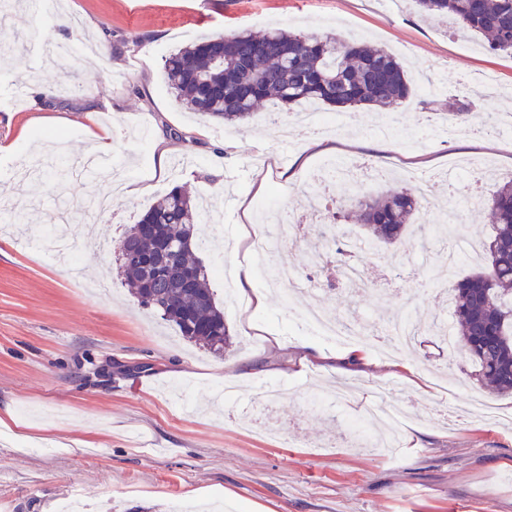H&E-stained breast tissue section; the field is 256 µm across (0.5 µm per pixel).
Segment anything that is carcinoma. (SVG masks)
Instances as JSON below:
<instances>
[{"label":"carcinoma","mask_w":512,"mask_h":512,"mask_svg":"<svg viewBox=\"0 0 512 512\" xmlns=\"http://www.w3.org/2000/svg\"><path fill=\"white\" fill-rule=\"evenodd\" d=\"M427 18L451 17L458 31L479 33L493 51H512V0H414ZM166 83L178 106L218 123L248 124L271 101L284 112L302 100L338 111L359 105L389 107L410 84L397 59L382 48L339 41L328 34L241 31L180 49L165 61ZM362 229L361 243L402 241L421 208L408 192L366 195L356 182L341 184ZM492 235L484 264L453 285L457 349L475 366L484 388L512 394V178L498 185L488 205ZM203 210L174 187L159 196L126 232L120 245L126 285L141 303L172 322L183 338L222 355L230 344L224 310L210 288L211 267L195 252ZM152 253V277L127 252Z\"/></svg>","instance_id":"carcinoma-1"}]
</instances>
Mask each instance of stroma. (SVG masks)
I'll return each instance as SVG.
<instances>
[{
	"instance_id": "stroma-1",
	"label": "stroma",
	"mask_w": 512,
	"mask_h": 512,
	"mask_svg": "<svg viewBox=\"0 0 512 512\" xmlns=\"http://www.w3.org/2000/svg\"><path fill=\"white\" fill-rule=\"evenodd\" d=\"M273 28L363 38L396 55L414 90L387 113L398 138L378 133L384 113L369 106L349 108L317 146L298 126L287 135L257 118L224 126L176 105L164 80L172 53L206 36ZM45 37L74 44V55L42 66ZM88 39L104 53L87 58ZM31 69L39 77L25 81ZM479 71L512 90V54L461 36L453 21L422 18L414 0H66L64 14L38 25L15 10L0 26V191H10L12 206L0 233V413L13 416L0 424V512H54L76 489L116 512L214 499L227 512H512V395L484 390L435 330L402 351L405 370L375 349L392 335L388 315L405 293L417 297L413 321L454 324L452 291L434 288L424 268L445 238L435 208L420 212L400 243L361 254L368 299L329 267L319 274L323 290L303 283L269 293L264 308L226 312L232 345L221 356L182 340L139 303L118 249L153 199L179 185L199 200L224 198L216 218L224 231L200 258L234 268L243 259L229 244L241 236L244 210L264 203L303 212L304 177L328 158L398 174L395 182L364 177L370 190L427 182L435 207L454 201L462 238L488 240L484 206L449 195L448 163L490 164L496 178L486 190L494 192L512 177V138L492 132L452 143L440 131L455 98L470 101L478 125L512 111V98L466 92L464 78ZM103 130L120 160L114 177L134 190L113 196L111 213L69 222L75 280L34 240L56 224L58 201L86 204L106 184L47 173L32 202L18 195L17 171L38 144L78 161L90 133ZM161 139L171 147L162 168ZM322 303L361 327L364 361L299 330L298 314ZM381 385L404 414L390 458L359 447L346 428L355 419L362 433L376 432L369 408ZM273 386L280 396L269 418L279 433L269 436L255 413Z\"/></svg>"
}]
</instances>
